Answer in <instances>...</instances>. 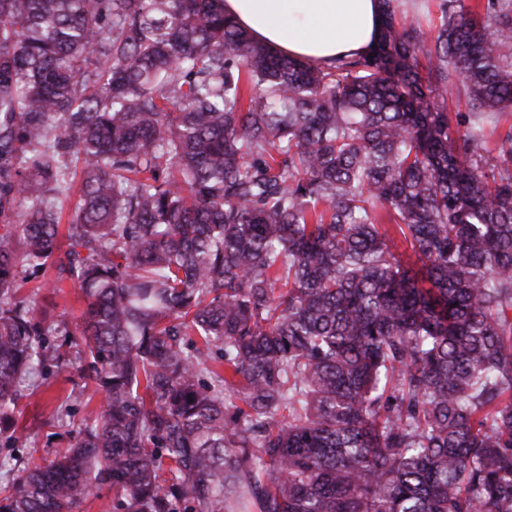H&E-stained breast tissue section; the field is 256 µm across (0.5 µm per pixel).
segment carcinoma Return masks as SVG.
Instances as JSON below:
<instances>
[{"instance_id":"obj_1","label":"carcinoma","mask_w":512,"mask_h":512,"mask_svg":"<svg viewBox=\"0 0 512 512\" xmlns=\"http://www.w3.org/2000/svg\"><path fill=\"white\" fill-rule=\"evenodd\" d=\"M404 6L319 69L224 0H0V434L60 360L25 267L105 397L0 512H512V0ZM407 3L409 16L417 12L416 17L423 29H432L439 23V0H407Z\"/></svg>"}]
</instances>
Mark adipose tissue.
Masks as SVG:
<instances>
[{"label": "adipose tissue", "mask_w": 512, "mask_h": 512, "mask_svg": "<svg viewBox=\"0 0 512 512\" xmlns=\"http://www.w3.org/2000/svg\"><path fill=\"white\" fill-rule=\"evenodd\" d=\"M224 13L256 40L324 68L368 53L380 0H224Z\"/></svg>", "instance_id": "1"}]
</instances>
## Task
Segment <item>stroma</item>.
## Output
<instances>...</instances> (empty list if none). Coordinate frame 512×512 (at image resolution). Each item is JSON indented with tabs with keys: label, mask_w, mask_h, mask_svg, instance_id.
Wrapping results in <instances>:
<instances>
[{
	"label": "stroma",
	"mask_w": 512,
	"mask_h": 512,
	"mask_svg": "<svg viewBox=\"0 0 512 512\" xmlns=\"http://www.w3.org/2000/svg\"><path fill=\"white\" fill-rule=\"evenodd\" d=\"M52 281L49 272L27 276L20 295L48 309L55 326L48 341L66 351L68 362L23 383L18 430L13 437L0 436V490L14 468L34 458H51L57 449L68 447L103 404L74 346L73 333L85 307L81 292L68 282L54 288Z\"/></svg>",
	"instance_id": "35a3bbf8"
}]
</instances>
